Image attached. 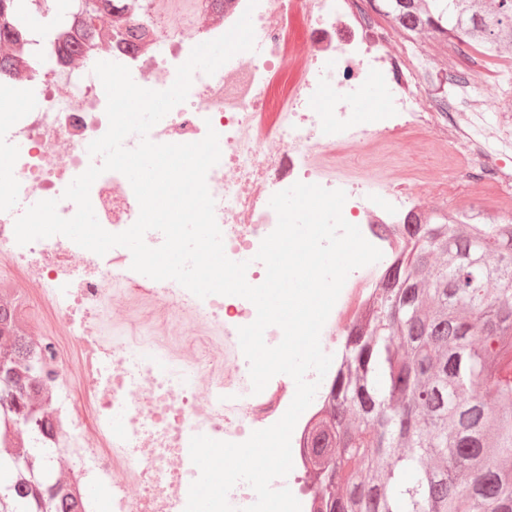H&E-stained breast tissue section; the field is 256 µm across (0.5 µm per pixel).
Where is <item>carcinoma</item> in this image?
Returning a JSON list of instances; mask_svg holds the SVG:
<instances>
[{
  "mask_svg": "<svg viewBox=\"0 0 512 512\" xmlns=\"http://www.w3.org/2000/svg\"><path fill=\"white\" fill-rule=\"evenodd\" d=\"M86 37L102 5L42 0ZM34 5L0 6V78L13 74ZM410 40L432 30L446 46L486 56L512 49V0H377ZM364 319L345 337L327 404L306 449L317 512H512V220L479 224L460 212L409 215ZM17 298L0 291V417L42 426L32 404L44 358L21 332ZM28 449L0 447V512H72L23 472ZM344 492L334 493L336 486Z\"/></svg>",
  "mask_w": 512,
  "mask_h": 512,
  "instance_id": "1",
  "label": "carcinoma"
}]
</instances>
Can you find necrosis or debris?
I'll use <instances>...</instances> for the list:
<instances>
[{
    "mask_svg": "<svg viewBox=\"0 0 512 512\" xmlns=\"http://www.w3.org/2000/svg\"><path fill=\"white\" fill-rule=\"evenodd\" d=\"M170 0H145L133 14L113 7L98 22L108 43L85 45L69 57L24 49L15 73L0 80V286L14 290L29 325L30 342L43 349L51 394L47 434L0 430V445L35 448L37 464L52 460L54 488L78 500L80 512H184L199 476L189 455L193 435L245 441L276 423L294 394L287 375L272 378L277 395L253 393L238 327L256 317L245 298H198L172 280L156 281L130 267L100 265L65 236L18 245L14 223L38 201L54 199L62 217L75 214L65 187L102 157L89 144L108 129L106 95L93 68L110 60L129 68L136 84L164 90L194 46L226 33L251 11L255 48L235 55L214 74L195 72L184 103L150 131L156 143L219 135L221 159L206 181L226 255L248 262L246 279L266 277L255 255L277 216L271 196L296 182L340 189L344 218L378 247L383 261L352 271L322 329L320 344L335 354L348 330L361 321L380 285L386 259L401 248L397 226L425 211L417 193L428 183L426 166L406 167L379 188L337 175L344 157L362 154L380 170L390 168L392 145L407 133L440 126L441 140L485 153L466 129L469 115L486 101L470 94L466 109L439 113L404 72L388 32L359 15L351 0H192L177 18ZM381 96H374V88ZM374 115L364 123L363 113ZM90 199L101 226L130 227L139 205L128 179L109 171L92 185ZM120 300L126 334L104 343L93 329L102 305ZM320 382V381H319ZM83 387L85 412L70 395ZM328 381L291 437L293 480H274L309 508L312 474L301 437L324 405Z\"/></svg>",
    "mask_w": 512,
    "mask_h": 512,
    "instance_id": "1",
    "label": "necrosis or debris"
}]
</instances>
